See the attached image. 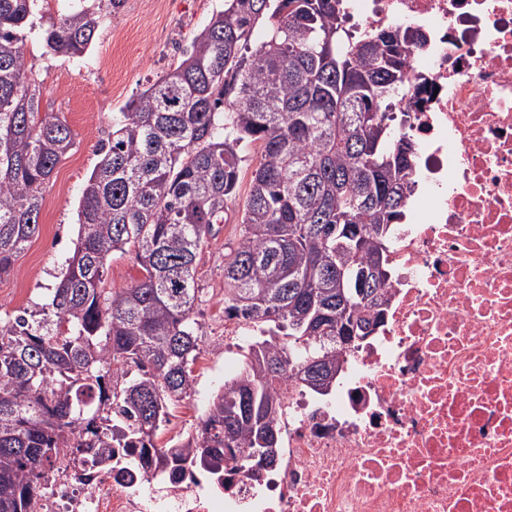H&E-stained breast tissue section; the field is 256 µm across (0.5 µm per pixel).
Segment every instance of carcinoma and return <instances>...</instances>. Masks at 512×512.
Returning a JSON list of instances; mask_svg holds the SVG:
<instances>
[{"label":"carcinoma","instance_id":"cac0c4a2","mask_svg":"<svg viewBox=\"0 0 512 512\" xmlns=\"http://www.w3.org/2000/svg\"><path fill=\"white\" fill-rule=\"evenodd\" d=\"M0 0V276L39 232L42 188L74 146L40 111L26 57L83 60L125 0ZM409 28L352 40L341 0H224L179 63L130 100L80 199V236L48 303L0 321V512H35L49 471L152 448L176 473L218 474L278 432L273 385L330 366L352 322L379 325L388 256L416 144L393 109L407 85ZM259 145L257 155L251 146ZM251 167L240 239L224 255V315L262 336L224 382L195 434L155 443L192 389L200 336L196 261L236 206ZM142 278L106 287L113 253ZM377 264L379 287L358 286Z\"/></svg>","mask_w":512,"mask_h":512}]
</instances>
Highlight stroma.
I'll list each match as a JSON object with an SVG mask.
<instances>
[{
	"label": "stroma",
	"instance_id": "stroma-1",
	"mask_svg": "<svg viewBox=\"0 0 512 512\" xmlns=\"http://www.w3.org/2000/svg\"><path fill=\"white\" fill-rule=\"evenodd\" d=\"M224 0H162L147 11L142 0L100 30L82 61L46 53L37 34L27 42L33 74L42 90L41 111L59 112L76 135V146L43 189L40 232L0 277V319L23 309L38 310L65 270L78 237L81 192L99 161L98 146L112 132V118L157 73L177 63L193 37ZM240 215L229 210L201 255L196 280L199 300L192 317L201 334V360L193 366V388L172 406L177 417L161 443L195 429L212 397L224 385V255L240 235Z\"/></svg>",
	"mask_w": 512,
	"mask_h": 512
}]
</instances>
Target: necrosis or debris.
<instances>
[{"instance_id": "1", "label": "necrosis or debris", "mask_w": 512, "mask_h": 512, "mask_svg": "<svg viewBox=\"0 0 512 512\" xmlns=\"http://www.w3.org/2000/svg\"><path fill=\"white\" fill-rule=\"evenodd\" d=\"M353 32L411 28L399 126L415 192L382 324L334 391L277 383L275 462L50 474L36 512H512V0H343Z\"/></svg>"}]
</instances>
